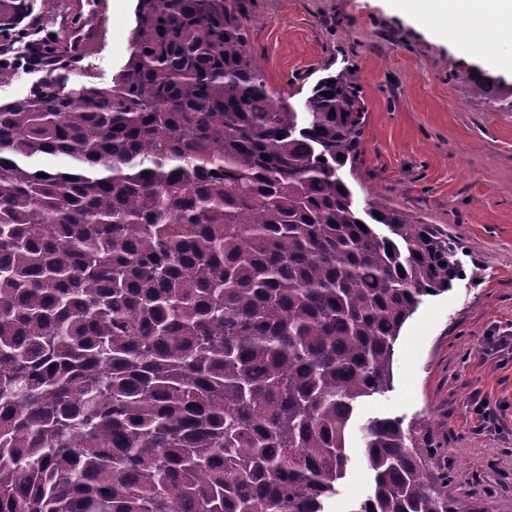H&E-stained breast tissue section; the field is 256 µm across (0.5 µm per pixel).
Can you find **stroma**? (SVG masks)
<instances>
[{"label":"stroma","mask_w":512,"mask_h":512,"mask_svg":"<svg viewBox=\"0 0 512 512\" xmlns=\"http://www.w3.org/2000/svg\"><path fill=\"white\" fill-rule=\"evenodd\" d=\"M26 24L90 18L94 54L81 61L111 81L129 55L136 0H28ZM247 24V49L270 91L285 98L325 72L356 71L367 109L349 182L357 204L377 193L464 246L465 275L425 297L395 344L393 381L364 399L348 439L350 464L327 512L369 493L360 426L397 417L427 426L448 474L454 512H512V351L484 357L485 337L512 336V73L465 56L387 0H226ZM499 91L473 90L477 74ZM501 409L503 430L480 427L474 396Z\"/></svg>","instance_id":"obj_1"}]
</instances>
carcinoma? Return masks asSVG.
<instances>
[{"mask_svg":"<svg viewBox=\"0 0 512 512\" xmlns=\"http://www.w3.org/2000/svg\"><path fill=\"white\" fill-rule=\"evenodd\" d=\"M245 33L225 0H138L109 84L68 29L29 40L45 75L0 103V512H326L402 327L463 277L447 233L355 205V73L276 99ZM361 434L350 512H453L422 429Z\"/></svg>","mask_w":512,"mask_h":512,"instance_id":"carcinoma-1","label":"carcinoma"}]
</instances>
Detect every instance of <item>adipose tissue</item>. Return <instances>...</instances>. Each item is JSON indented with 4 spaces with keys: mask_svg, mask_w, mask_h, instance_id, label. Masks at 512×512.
I'll return each mask as SVG.
<instances>
[{
    "mask_svg": "<svg viewBox=\"0 0 512 512\" xmlns=\"http://www.w3.org/2000/svg\"><path fill=\"white\" fill-rule=\"evenodd\" d=\"M407 13L422 27L459 31L456 44L471 55L491 31L512 32V0H408Z\"/></svg>",
    "mask_w": 512,
    "mask_h": 512,
    "instance_id": "1",
    "label": "adipose tissue"
}]
</instances>
